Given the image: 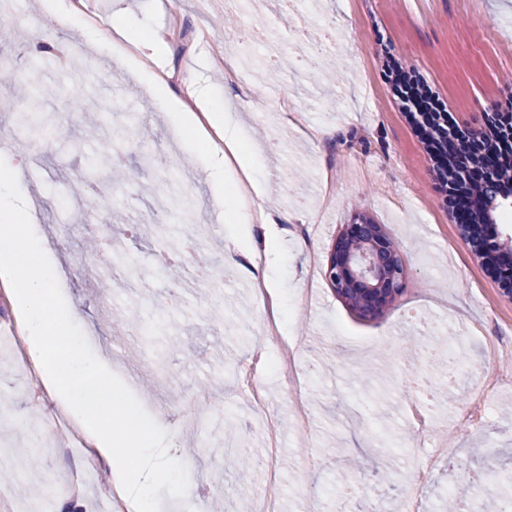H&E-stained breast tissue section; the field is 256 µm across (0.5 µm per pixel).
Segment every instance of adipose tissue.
Masks as SVG:
<instances>
[{"instance_id":"ef3b65f1","label":"adipose tissue","mask_w":512,"mask_h":512,"mask_svg":"<svg viewBox=\"0 0 512 512\" xmlns=\"http://www.w3.org/2000/svg\"><path fill=\"white\" fill-rule=\"evenodd\" d=\"M44 6L79 28L84 39L101 52L108 54L121 47L134 55L140 62V80L159 98L173 101L174 123L211 134L206 167L215 194L224 192L225 173H234L238 222L256 224L265 231L262 241L236 238L229 249L251 257L245 273L255 284L276 288L278 252L267 230L274 224L291 223L292 218L242 193V185L257 188L260 169L252 154L244 150L239 131L227 123L220 99L192 78L185 80L182 96H172L165 77L153 68L169 48L163 36L147 31L138 19L115 16L91 24L84 21L76 0H45ZM22 179L19 166L6 158L0 160V285L7 288L22 320L25 354L39 366L44 387L81 425L91 458L111 473L115 491L133 512H149L153 489L163 484L171 471L170 433L122 403V392L113 385L111 370L89 353L79 308L59 289V271L50 259L52 244L38 233L31 202L18 191ZM87 380L99 385L105 400L118 402L125 437H117L113 423L84 402L80 385Z\"/></svg>"}]
</instances>
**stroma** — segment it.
<instances>
[{
  "instance_id": "35a3bbf8",
  "label": "stroma",
  "mask_w": 512,
  "mask_h": 512,
  "mask_svg": "<svg viewBox=\"0 0 512 512\" xmlns=\"http://www.w3.org/2000/svg\"><path fill=\"white\" fill-rule=\"evenodd\" d=\"M42 0H0V100H18L22 73L37 75L40 125L19 108L0 112L13 134L14 157L28 156L27 188L37 189L41 234L55 254L63 293L79 304L88 347L105 358L132 404L162 421L181 465L154 491L156 512H168L175 485L194 486L179 512H252L253 497L276 443L279 512H394L425 458L448 455L424 489L426 512L462 487L460 501L477 512V488L512 497V296L460 234L438 161L399 94L397 67L437 102L449 124L485 125L484 112L512 114V0H250L226 15L224 0H170L147 26L161 33L173 21L197 30L195 51L173 48L175 77L193 72L228 103L227 111L256 154L262 198L293 215L277 235L279 289L266 317L256 288L226 262L233 205L215 198L201 159L207 147L185 148L164 102L135 76L133 59L116 52L100 70V51L83 46L70 60L53 46L82 44L74 28L42 10ZM333 18L335 38L319 47L292 40L291 25L315 29ZM251 24L266 28L259 46L236 48L241 77L224 80L220 52ZM67 95H58V88ZM97 218L98 231L88 220ZM381 225L405 265L402 291L372 315L351 309L326 275L344 225ZM203 230L199 266L178 277L159 265L190 227ZM120 249L90 250V236ZM207 279H199V268ZM150 281L149 292L129 285ZM453 333L460 352L449 381L421 386L428 359L407 363L409 335L429 340ZM291 336L310 409V434L297 430L293 393L272 338ZM261 358L264 412L237 385L239 364ZM369 372L358 392L353 373ZM212 411L196 427L182 424L197 397ZM476 426L461 424L473 406ZM54 405L31 386L27 366L0 347V512L27 499L41 512L59 505L109 512L110 484L101 468L54 428ZM426 428L414 432V413ZM274 421L275 433L265 424ZM335 439L340 454L325 450ZM247 448L240 470L236 448ZM49 485L50 500L38 492Z\"/></svg>"
}]
</instances>
